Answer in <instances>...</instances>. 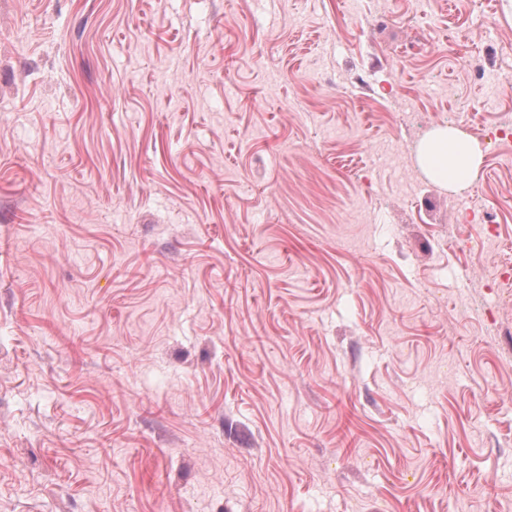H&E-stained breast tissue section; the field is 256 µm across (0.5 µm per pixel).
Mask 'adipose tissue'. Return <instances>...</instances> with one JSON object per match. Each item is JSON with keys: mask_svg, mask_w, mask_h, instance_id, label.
Returning <instances> with one entry per match:
<instances>
[{"mask_svg": "<svg viewBox=\"0 0 512 512\" xmlns=\"http://www.w3.org/2000/svg\"><path fill=\"white\" fill-rule=\"evenodd\" d=\"M421 168L445 187H465L482 163L478 145L465 133L440 128L425 138L418 149Z\"/></svg>", "mask_w": 512, "mask_h": 512, "instance_id": "obj_1", "label": "adipose tissue"}]
</instances>
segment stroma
Masks as SVG:
<instances>
[{
	"mask_svg": "<svg viewBox=\"0 0 512 512\" xmlns=\"http://www.w3.org/2000/svg\"><path fill=\"white\" fill-rule=\"evenodd\" d=\"M500 120L512 0H0V512L512 505ZM421 168L444 187H465L482 163L478 145L458 129L440 128L418 149Z\"/></svg>",
	"mask_w": 512,
	"mask_h": 512,
	"instance_id": "35a3bbf8",
	"label": "stroma"
}]
</instances>
